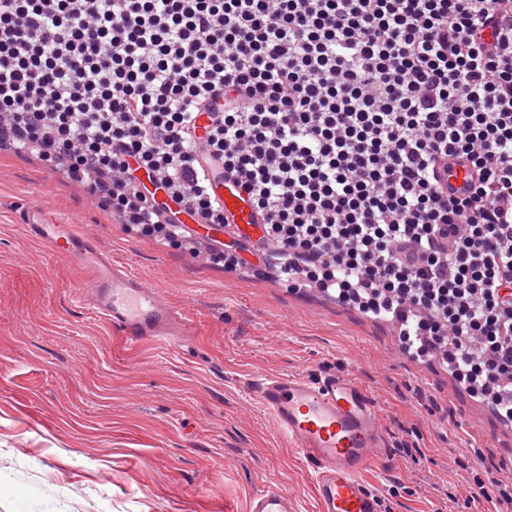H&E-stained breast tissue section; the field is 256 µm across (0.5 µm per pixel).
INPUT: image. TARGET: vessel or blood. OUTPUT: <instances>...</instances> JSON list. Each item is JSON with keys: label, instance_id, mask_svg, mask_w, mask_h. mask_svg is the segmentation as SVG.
Here are the masks:
<instances>
[{"label": "vessel or blood", "instance_id": "1", "mask_svg": "<svg viewBox=\"0 0 512 512\" xmlns=\"http://www.w3.org/2000/svg\"><path fill=\"white\" fill-rule=\"evenodd\" d=\"M206 185L227 218L208 224L193 211L182 224L201 243L224 238L264 242V228L245 192L200 163ZM19 221L50 252L87 269L81 296L128 341L152 340L171 346L192 336L191 322L168 302L162 289L113 264L97 235L42 207L23 210ZM292 450L312 466L317 512H380L365 485L364 470L387 454L388 440L376 401L347 374L313 381L294 375H264L249 385ZM249 512H299L295 498L267 484L252 497Z\"/></svg>", "mask_w": 512, "mask_h": 512}]
</instances>
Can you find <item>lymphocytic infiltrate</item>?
Listing matches in <instances>:
<instances>
[{"mask_svg": "<svg viewBox=\"0 0 512 512\" xmlns=\"http://www.w3.org/2000/svg\"><path fill=\"white\" fill-rule=\"evenodd\" d=\"M0 145L174 243L177 211L224 221L207 151L289 284L398 320L512 421V0H0Z\"/></svg>", "mask_w": 512, "mask_h": 512, "instance_id": "lymphocytic-infiltrate-1", "label": "lymphocytic infiltrate"}]
</instances>
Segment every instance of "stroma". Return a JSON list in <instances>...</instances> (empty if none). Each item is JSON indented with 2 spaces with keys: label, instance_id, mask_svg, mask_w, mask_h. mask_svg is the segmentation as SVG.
<instances>
[{
  "label": "stroma",
  "instance_id": "1",
  "mask_svg": "<svg viewBox=\"0 0 512 512\" xmlns=\"http://www.w3.org/2000/svg\"><path fill=\"white\" fill-rule=\"evenodd\" d=\"M36 152L0 150V512H247L278 485L316 512L312 468L247 394L258 375L345 373L384 418L366 485L383 512H482L512 493V428L447 363L412 358L386 320L140 234L86 203ZM49 205L96 226L114 264L163 288L195 326L180 346L131 344L81 297L87 272L26 236Z\"/></svg>",
  "mask_w": 512,
  "mask_h": 512
}]
</instances>
